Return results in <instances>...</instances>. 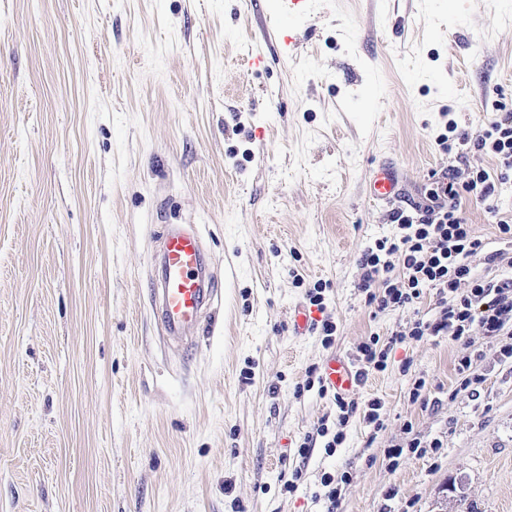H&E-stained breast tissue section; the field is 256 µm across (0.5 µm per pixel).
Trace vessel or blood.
<instances>
[{
    "label": "vessel or blood",
    "instance_id": "b4317fda",
    "mask_svg": "<svg viewBox=\"0 0 512 512\" xmlns=\"http://www.w3.org/2000/svg\"><path fill=\"white\" fill-rule=\"evenodd\" d=\"M398 193L392 163H378L367 182L369 199L389 203ZM153 294V312L168 339L184 345L192 342L213 295L211 278L206 272L203 241L194 229L171 226L162 233L159 275L153 284ZM323 377L341 395L350 393L362 383L352 361L344 356L327 358L323 364Z\"/></svg>",
    "mask_w": 512,
    "mask_h": 512
}]
</instances>
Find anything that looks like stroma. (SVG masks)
Here are the masks:
<instances>
[{
    "label": "stroma",
    "mask_w": 512,
    "mask_h": 512,
    "mask_svg": "<svg viewBox=\"0 0 512 512\" xmlns=\"http://www.w3.org/2000/svg\"><path fill=\"white\" fill-rule=\"evenodd\" d=\"M507 7L311 0L284 20L280 0H0V512H326V475L336 512H512V338L477 325L395 347L335 453L296 452L337 413L309 369L437 314L435 288L376 312L360 258L449 170L491 168L438 137L512 114ZM281 21L294 47L267 37ZM381 160L391 204L366 196ZM463 204L475 277L512 278V181ZM169 224L199 232L215 273L189 348L151 309ZM319 281L325 309L297 335ZM465 356L474 395L455 389Z\"/></svg>",
    "instance_id": "stroma-1"
}]
</instances>
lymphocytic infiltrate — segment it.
<instances>
[{"label": "lymphocytic infiltrate", "mask_w": 512, "mask_h": 512, "mask_svg": "<svg viewBox=\"0 0 512 512\" xmlns=\"http://www.w3.org/2000/svg\"><path fill=\"white\" fill-rule=\"evenodd\" d=\"M452 139L489 156L496 169H474L463 180L454 174L444 175L412 211L393 213L399 235L364 251L359 288L377 311L411 303L425 288L438 289L440 295L435 319L415 320L409 332L392 333L384 346L375 337L360 343L357 357L364 370H386L392 346L409 338L419 341L427 336H445L458 341L476 324L489 336L512 335V279L490 284L474 277L469 259L483 250L484 242L469 224L460 202L461 193L484 200L495 182L512 180V118L491 121L475 133L448 121L446 133L438 140L444 145ZM334 403L338 410L336 427L320 423L315 434L306 435L298 446L300 457H307L319 440L329 454L342 444V427L355 406L339 396Z\"/></svg>", "instance_id": "f902f5d3"}]
</instances>
